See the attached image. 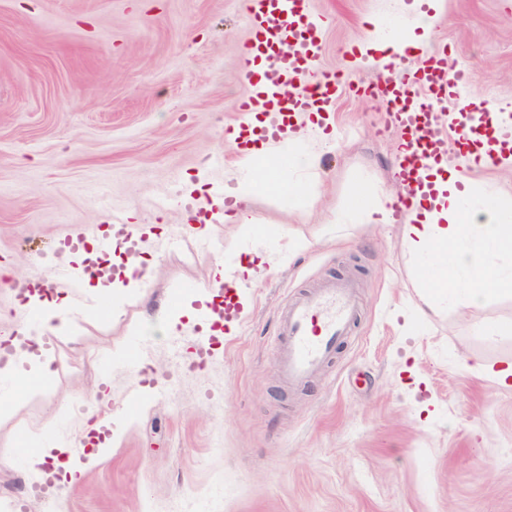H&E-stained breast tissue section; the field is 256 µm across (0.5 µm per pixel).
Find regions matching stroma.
<instances>
[{
	"label": "stroma",
	"instance_id": "obj_1",
	"mask_svg": "<svg viewBox=\"0 0 512 512\" xmlns=\"http://www.w3.org/2000/svg\"><path fill=\"white\" fill-rule=\"evenodd\" d=\"M403 0H309L325 21L319 67L347 65L345 48L370 20H401ZM431 44L465 68L469 97L512 110V0H436ZM244 0H0V264L19 277L61 275L65 238L93 224L155 229L144 287L117 294L119 315L94 312L52 337V376L0 412V450L70 441L98 387L120 413L121 442L66 488L55 512H512V388L478 363L512 362V293L432 314L419 262L403 246L409 221L361 223L350 206L398 191L401 141L375 100L347 93L327 128L307 130L292 194L255 186L227 125L247 91ZM251 189V221L228 224L211 199ZM307 249L294 248L297 239ZM262 271L238 280L254 253ZM240 309L204 369L198 293L215 262ZM351 278L360 317L318 377L300 389L278 374L281 319L300 293ZM174 311L176 330L161 328ZM135 351L154 383L123 361ZM25 457L0 464V512H21L34 484Z\"/></svg>",
	"mask_w": 512,
	"mask_h": 512
}]
</instances>
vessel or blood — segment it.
<instances>
[{
    "instance_id": "vessel-or-blood-1",
    "label": "vessel or blood",
    "mask_w": 512,
    "mask_h": 512,
    "mask_svg": "<svg viewBox=\"0 0 512 512\" xmlns=\"http://www.w3.org/2000/svg\"><path fill=\"white\" fill-rule=\"evenodd\" d=\"M251 38L245 44L243 68L251 90L239 105L242 112L260 113L264 125L254 130L250 122L237 127L235 142L248 148L254 136L262 140L287 137L294 120L313 117L333 102L340 90L369 95L378 101L395 102L386 120L399 134L408 154L399 176L404 184H416L422 196L435 195L434 183L419 182L418 169L445 161L449 151L478 165L512 153V135L500 132L487 112L477 108L447 111V103L460 100L469 85L468 72L449 67L446 48H407L378 57L376 67L383 77L344 85L341 76L303 87L293 97H284L283 86L294 84L319 70L317 22L303 0H247ZM136 249L138 235L131 225L118 224L113 235L100 237V249H111L114 238ZM354 285L331 282L310 290L291 302L282 320L284 337L278 362L282 381L291 387L308 383L333 358L337 347L351 335L357 322Z\"/></svg>"
}]
</instances>
